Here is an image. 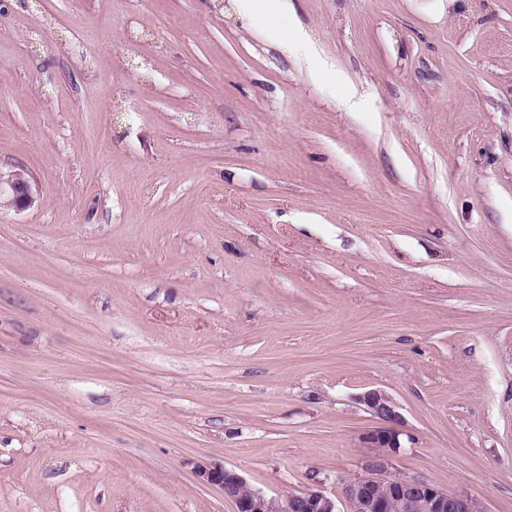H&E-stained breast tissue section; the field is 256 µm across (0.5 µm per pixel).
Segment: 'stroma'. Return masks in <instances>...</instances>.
Segmentation results:
<instances>
[{
	"label": "stroma",
	"mask_w": 512,
	"mask_h": 512,
	"mask_svg": "<svg viewBox=\"0 0 512 512\" xmlns=\"http://www.w3.org/2000/svg\"><path fill=\"white\" fill-rule=\"evenodd\" d=\"M0 0V512H236L197 465L512 512V0ZM17 211L32 207L35 202L33 183L27 169L21 166L0 169V203ZM359 400L381 425L362 435L374 452L363 464L364 474L346 481L340 501L322 491L268 495L221 465H199L195 472L232 499L236 512H488L472 496L449 493L421 475L393 472L391 459L403 448L397 406L379 389L367 390Z\"/></svg>",
	"instance_id": "stroma-1"
}]
</instances>
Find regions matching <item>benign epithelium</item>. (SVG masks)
Listing matches in <instances>:
<instances>
[{
  "label": "benign epithelium",
  "mask_w": 512,
  "mask_h": 512,
  "mask_svg": "<svg viewBox=\"0 0 512 512\" xmlns=\"http://www.w3.org/2000/svg\"><path fill=\"white\" fill-rule=\"evenodd\" d=\"M0 201L17 211L35 204L27 169H0ZM359 400L381 425L362 435V443L374 452L363 464L364 474L346 481L339 500L322 491L269 495L221 465H199L196 474L232 499L236 512H488L472 496L450 493L421 475L392 471L391 459L402 448L397 406L379 389L364 392Z\"/></svg>",
  "instance_id": "obj_1"
}]
</instances>
